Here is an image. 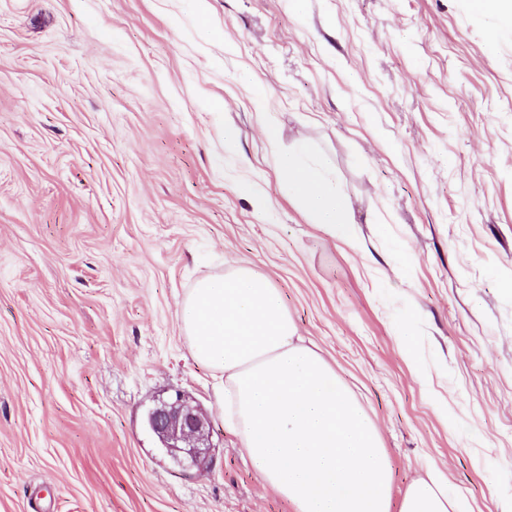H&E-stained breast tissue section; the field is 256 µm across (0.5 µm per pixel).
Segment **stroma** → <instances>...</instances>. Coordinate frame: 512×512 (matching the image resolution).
<instances>
[{"label":"stroma","mask_w":512,"mask_h":512,"mask_svg":"<svg viewBox=\"0 0 512 512\" xmlns=\"http://www.w3.org/2000/svg\"><path fill=\"white\" fill-rule=\"evenodd\" d=\"M302 140L353 240L285 193L275 152ZM234 266L368 411L393 512L430 471L453 512H502L512 26L474 0H0V512H293L179 316ZM177 391L211 422L204 467L146 424Z\"/></svg>","instance_id":"obj_1"}]
</instances>
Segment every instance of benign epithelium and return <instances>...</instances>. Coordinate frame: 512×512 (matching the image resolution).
Instances as JSON below:
<instances>
[{
  "label": "benign epithelium",
  "mask_w": 512,
  "mask_h": 512,
  "mask_svg": "<svg viewBox=\"0 0 512 512\" xmlns=\"http://www.w3.org/2000/svg\"><path fill=\"white\" fill-rule=\"evenodd\" d=\"M150 430L172 455L192 465L204 463L211 452L208 418L183 393L159 402L147 414Z\"/></svg>",
  "instance_id": "1"
}]
</instances>
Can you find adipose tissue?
Listing matches in <instances>:
<instances>
[{
    "label": "adipose tissue",
    "instance_id": "adipose-tissue-1",
    "mask_svg": "<svg viewBox=\"0 0 512 512\" xmlns=\"http://www.w3.org/2000/svg\"><path fill=\"white\" fill-rule=\"evenodd\" d=\"M276 163L312 223L350 239L347 201L309 143ZM180 319L194 359L224 375L226 425L293 512H390L392 472L378 428L335 369L302 344L280 289L240 266L192 288ZM399 512H450L441 477L411 484Z\"/></svg>",
    "mask_w": 512,
    "mask_h": 512
}]
</instances>
